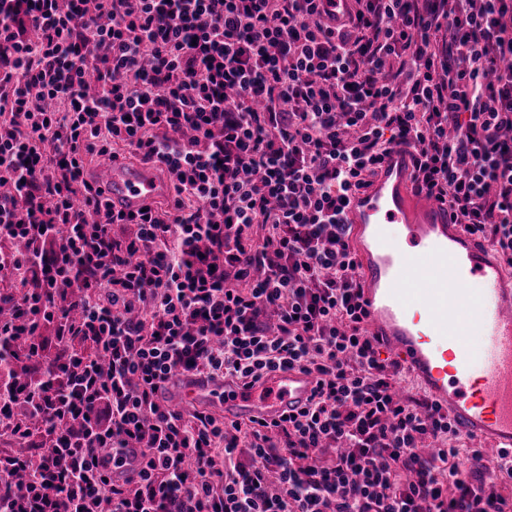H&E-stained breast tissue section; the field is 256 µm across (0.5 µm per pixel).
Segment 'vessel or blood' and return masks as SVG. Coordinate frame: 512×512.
<instances>
[{"mask_svg": "<svg viewBox=\"0 0 512 512\" xmlns=\"http://www.w3.org/2000/svg\"><path fill=\"white\" fill-rule=\"evenodd\" d=\"M411 172L409 154L391 153L347 209L370 328L462 434L512 449V273L491 246L452 223L446 206L415 195ZM95 179L117 211L164 192L153 169L124 162ZM472 328L482 338L478 352L467 340ZM313 386L298 370L269 373L248 388L178 375L166 395L270 421L303 407Z\"/></svg>", "mask_w": 512, "mask_h": 512, "instance_id": "b4317fda", "label": "vessel or blood"}]
</instances>
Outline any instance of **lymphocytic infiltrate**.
I'll return each instance as SVG.
<instances>
[{"mask_svg": "<svg viewBox=\"0 0 512 512\" xmlns=\"http://www.w3.org/2000/svg\"><path fill=\"white\" fill-rule=\"evenodd\" d=\"M509 59L512 0H0V512H512V452L400 395L347 219L407 150L512 266ZM91 154L170 199L111 209ZM279 369L316 387L272 422L164 395Z\"/></svg>", "mask_w": 512, "mask_h": 512, "instance_id": "lymphocytic-infiltrate-1", "label": "lymphocytic infiltrate"}]
</instances>
